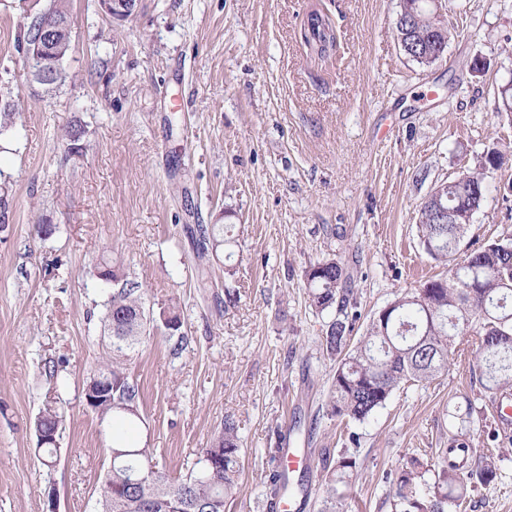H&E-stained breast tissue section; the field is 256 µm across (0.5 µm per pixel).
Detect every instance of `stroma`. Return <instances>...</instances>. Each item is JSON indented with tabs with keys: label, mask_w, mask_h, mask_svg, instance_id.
<instances>
[{
	"label": "stroma",
	"mask_w": 512,
	"mask_h": 512,
	"mask_svg": "<svg viewBox=\"0 0 512 512\" xmlns=\"http://www.w3.org/2000/svg\"><path fill=\"white\" fill-rule=\"evenodd\" d=\"M49 3L0 0V512H45L51 490L59 512L100 510L112 426L84 388L108 352L105 258L121 261L153 317L172 305L181 316L128 364L137 438L170 476L229 417L243 441L229 512H266L277 427L281 447L355 459L348 512H391L401 468L414 457L436 467L463 422L497 470L472 512H512V443L492 441V401L463 365L402 386L365 422L319 416L336 370L321 346L331 316L312 310L304 283L310 263L341 259L360 334L442 274L420 246V205L480 170L488 146L512 154V120L494 112L512 83V0H445L447 48L428 65L401 48L400 0H138L123 18L67 0L64 76L43 86L18 43ZM314 10L336 36L324 58L304 42ZM483 173L465 234L476 246L512 235V162ZM200 224L232 225L234 243L197 256ZM49 396L64 418L51 468L34 431Z\"/></svg>",
	"instance_id": "35a3bbf8"
}]
</instances>
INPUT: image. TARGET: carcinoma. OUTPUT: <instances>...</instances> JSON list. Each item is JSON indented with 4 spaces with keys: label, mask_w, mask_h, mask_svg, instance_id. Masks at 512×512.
I'll use <instances>...</instances> for the list:
<instances>
[{
    "label": "carcinoma",
    "mask_w": 512,
    "mask_h": 512,
    "mask_svg": "<svg viewBox=\"0 0 512 512\" xmlns=\"http://www.w3.org/2000/svg\"><path fill=\"white\" fill-rule=\"evenodd\" d=\"M428 0H402L398 34L411 39L415 61L431 64L433 44L423 40L430 27H442L427 15ZM305 42L325 57L335 42L329 19L317 12L307 19ZM504 154L492 147L481 156L479 172L463 173L439 185V198L459 213L456 223H443L432 200L422 204L419 216L420 244L424 253L448 267L447 276L428 280L419 288L402 293L373 313L365 333L352 342L351 333L361 317L357 296L349 287L350 276L336 258L325 257L310 264L304 273L310 306L318 313L333 312L323 346L337 365L325 400L332 418L363 422L384 407L392 394L406 384L425 385L448 370L460 345L471 347L472 368L479 370V383L491 396H512V237L491 239L476 248L461 249L467 224L463 214L484 201L486 185L482 171L498 169ZM234 239L228 227L214 224L202 236L206 252L230 246ZM101 279L115 285L104 315L112 333L109 358L98 374L112 373V393L103 397L93 412L112 422V466L99 487L101 512H226L236 493L240 475L241 439L231 418L211 445L187 472L171 478L160 466L155 449L130 441L129 432L139 426L138 384L127 374L142 337L150 333L154 319L147 316L139 285L124 278L121 268L104 264ZM63 416L47 402L34 421V429L61 433ZM460 426L442 450L440 468L427 470L413 458L398 473L392 512H461L471 492L497 478L496 468L485 455H476ZM356 466L342 452L323 459L326 497L322 512H347L345 487ZM140 474L131 485L128 474ZM288 473L272 466L263 485L269 512L288 494ZM428 492L421 493V486Z\"/></svg>",
    "instance_id": "cac0c4a2"
}]
</instances>
